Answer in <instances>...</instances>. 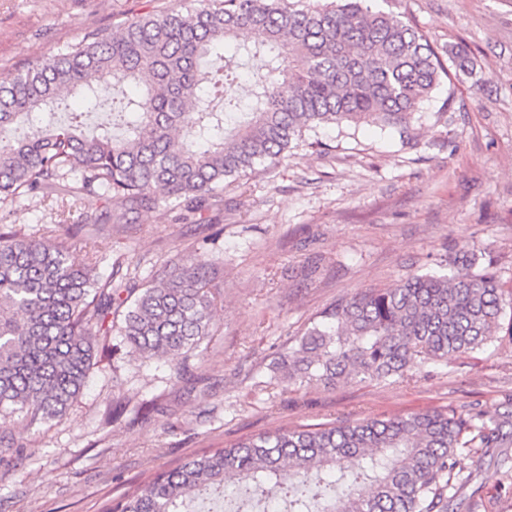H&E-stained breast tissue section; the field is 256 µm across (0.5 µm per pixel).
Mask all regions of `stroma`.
<instances>
[{"label": "stroma", "mask_w": 512, "mask_h": 512, "mask_svg": "<svg viewBox=\"0 0 512 512\" xmlns=\"http://www.w3.org/2000/svg\"><path fill=\"white\" fill-rule=\"evenodd\" d=\"M190 0H0V82L91 28ZM410 21L440 53L441 81L402 143L393 129L318 127L324 145L255 165L224 189V208L181 219L164 203L135 224L78 237L76 266L147 283L173 265L209 263L212 330L182 357L132 354L119 332L98 352L61 417L17 420L0 439V512H100L164 464L266 431L440 409L496 412L512 398V334L388 382L291 384L272 365L346 296L476 254L512 292V0H368ZM472 67L460 70L452 49ZM451 110H444V102ZM62 207L0 205V225L39 237ZM188 366L184 376L176 369ZM460 512H512V447L470 448Z\"/></svg>", "instance_id": "1"}]
</instances>
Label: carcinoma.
Segmentation results:
<instances>
[{
  "label": "carcinoma",
  "instance_id": "1",
  "mask_svg": "<svg viewBox=\"0 0 512 512\" xmlns=\"http://www.w3.org/2000/svg\"><path fill=\"white\" fill-rule=\"evenodd\" d=\"M365 0H193L177 9L93 28L51 57H32L0 85V199L69 196L61 233L33 238L0 228V420L63 415L84 385L97 337L120 334L147 358H176L209 336L214 298L205 262L174 268L140 290L95 279L69 260L70 240L96 212L111 224L160 206L224 208V183L285 158L320 124H374L411 140L420 104L448 75L425 36ZM263 55L240 109L228 86L246 57ZM101 74L131 92L109 101ZM78 97L84 111L37 134L18 125ZM109 107L118 135L81 130ZM446 254L444 272L346 297L276 362L307 384L388 380L417 363L484 348L504 316L495 272ZM512 407L453 409L354 424L279 428L156 471L102 512H200L240 486L247 500L273 484L282 512H452L466 470L462 448H511Z\"/></svg>",
  "mask_w": 512,
  "mask_h": 512
}]
</instances>
